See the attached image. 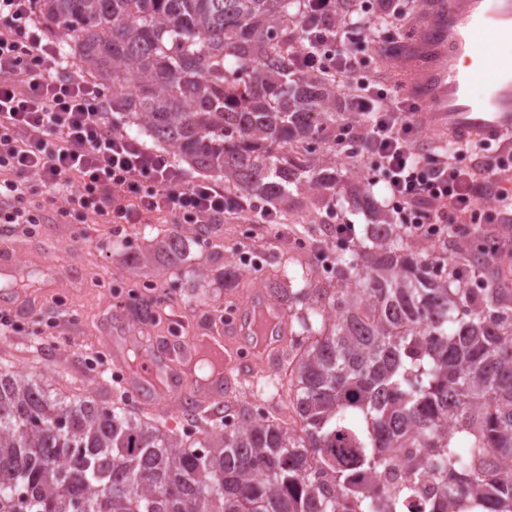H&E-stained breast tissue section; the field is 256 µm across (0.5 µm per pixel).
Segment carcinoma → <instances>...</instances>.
<instances>
[{"instance_id":"carcinoma-1","label":"carcinoma","mask_w":512,"mask_h":512,"mask_svg":"<svg viewBox=\"0 0 512 512\" xmlns=\"http://www.w3.org/2000/svg\"><path fill=\"white\" fill-rule=\"evenodd\" d=\"M299 3L34 0V15L112 86L122 127L234 196L286 205L294 187L315 224L336 195V123L357 116L337 111L332 76L292 68L306 47ZM300 142L314 148L293 153ZM374 219L334 278L273 288L300 328L284 358L297 428L238 403L228 431L188 403L209 424L195 441L119 391L107 406L53 397L6 365L0 512H353L386 501L376 476L394 448L419 452L400 500L429 468L437 495L423 512H512V288L438 274L401 225ZM185 250L179 234L157 246L173 264ZM232 266L201 281L231 288Z\"/></svg>"}]
</instances>
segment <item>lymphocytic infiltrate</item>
<instances>
[{
    "label": "lymphocytic infiltrate",
    "mask_w": 512,
    "mask_h": 512,
    "mask_svg": "<svg viewBox=\"0 0 512 512\" xmlns=\"http://www.w3.org/2000/svg\"><path fill=\"white\" fill-rule=\"evenodd\" d=\"M405 2L302 0L308 46L292 64L344 80L342 111L367 120L337 124L336 144L347 157L373 161L389 207L412 236L432 239L478 223L487 205L510 219L512 192L501 179L512 171L506 140L465 141L469 165L447 149L420 148L418 104L399 99L368 69V47L410 23ZM41 190L47 202L65 199L67 211L106 224H145L158 213L176 224H210L231 212L275 221L216 182L186 179L168 154L112 127L99 87L49 58L32 0H0V223H39L31 198Z\"/></svg>",
    "instance_id": "1"
}]
</instances>
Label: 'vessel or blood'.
<instances>
[{
	"label": "vessel or blood",
	"instance_id": "1",
	"mask_svg": "<svg viewBox=\"0 0 512 512\" xmlns=\"http://www.w3.org/2000/svg\"><path fill=\"white\" fill-rule=\"evenodd\" d=\"M512 20V0H452L447 12L411 39L409 49L423 58L418 70H405L404 86L409 99L423 100L437 125L463 139L500 138L512 133V67L497 58L495 31ZM484 92L472 93L475 82ZM287 318L275 299L252 292L242 302L233 320L210 339L216 345L258 335L267 342L260 352L265 359L278 354L277 338ZM200 337H190L179 346L180 366L148 356L140 369L128 371L125 387L156 398L178 397L187 402H222L224 388L233 379L236 360L225 357L219 383H198L192 374Z\"/></svg>",
	"mask_w": 512,
	"mask_h": 512
}]
</instances>
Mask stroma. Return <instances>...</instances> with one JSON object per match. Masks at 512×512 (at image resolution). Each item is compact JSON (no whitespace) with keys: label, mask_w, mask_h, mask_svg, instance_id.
<instances>
[{"label":"stroma","mask_w":512,"mask_h":512,"mask_svg":"<svg viewBox=\"0 0 512 512\" xmlns=\"http://www.w3.org/2000/svg\"><path fill=\"white\" fill-rule=\"evenodd\" d=\"M354 159H336V204L323 209L321 221L308 224L295 211L277 223L253 226L241 238L242 217L225 215L211 225L201 243L191 245L183 262L160 258L144 265L139 257L149 245L174 232L192 235L193 225L173 224L158 214L146 224H101L80 216L62 218L64 200L45 206L39 224H0V257L10 258L29 285H0V316L14 322L0 333V362L34 373L54 393L72 392L108 403L113 380L89 373L87 362L106 353L112 366L126 368L131 351L124 339L149 342L152 352L166 353L173 332L206 335L220 309L242 303L254 287L271 289L285 283L298 288L303 273L327 274L325 257L346 253L336 227L351 224L355 237L367 239L373 217L361 202L350 177ZM303 239L320 246V254L303 256L292 244ZM259 258L257 273L237 272L233 288L198 273L223 266L233 253ZM152 283L165 298L161 317L153 324L139 322L123 288Z\"/></svg>","instance_id":"35a3bbf8"}]
</instances>
